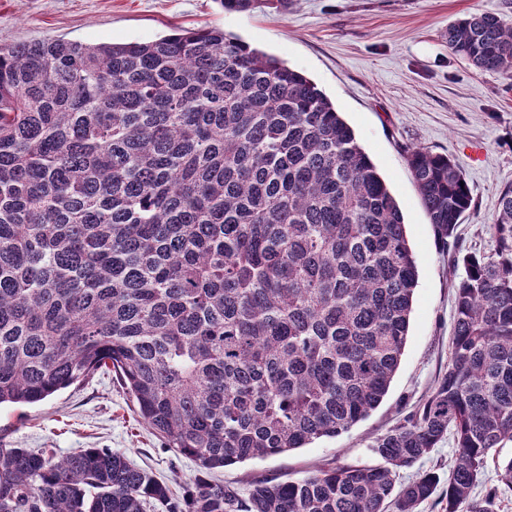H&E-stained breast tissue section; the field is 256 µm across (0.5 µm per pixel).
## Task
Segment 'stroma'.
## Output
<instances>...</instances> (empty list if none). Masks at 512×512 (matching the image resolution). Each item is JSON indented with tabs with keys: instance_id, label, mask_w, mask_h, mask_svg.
Masks as SVG:
<instances>
[{
	"instance_id": "1",
	"label": "stroma",
	"mask_w": 512,
	"mask_h": 512,
	"mask_svg": "<svg viewBox=\"0 0 512 512\" xmlns=\"http://www.w3.org/2000/svg\"><path fill=\"white\" fill-rule=\"evenodd\" d=\"M491 12L512 25V0H290L250 12L222 10L217 0H0V42L62 37L85 43L151 42L173 28L215 25L312 79L353 129L397 200L419 279L409 336L384 402L335 438L217 471L248 487L276 475L299 480L324 465L373 464L376 437L407 415L448 364L455 280L405 161L409 147L451 155L463 170L473 205L458 228L463 250L492 255L488 226L512 185V79L480 72L452 56L448 25ZM0 442L125 453L130 463L184 496L194 461L166 448L114 376L98 373L43 402L0 408Z\"/></svg>"
}]
</instances>
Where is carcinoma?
Masks as SVG:
<instances>
[{"mask_svg": "<svg viewBox=\"0 0 512 512\" xmlns=\"http://www.w3.org/2000/svg\"><path fill=\"white\" fill-rule=\"evenodd\" d=\"M250 12L262 0H218ZM512 77V27L471 14L444 34ZM407 164L451 263L448 366L376 438L378 463L264 477L215 469L337 437L387 396L418 269L404 216L318 86L216 26L145 43H0V407L116 374L142 419L202 475L178 499L109 449L0 445V512H417L440 483L395 486L453 434L445 512H497L512 487V186L496 248L459 247L472 205L447 154ZM498 487V512H512V488H507L498 482L497 472L492 462L488 464L479 478V483L475 489L476 494L481 496L490 488Z\"/></svg>", "mask_w": 512, "mask_h": 512, "instance_id": "1", "label": "carcinoma"}]
</instances>
